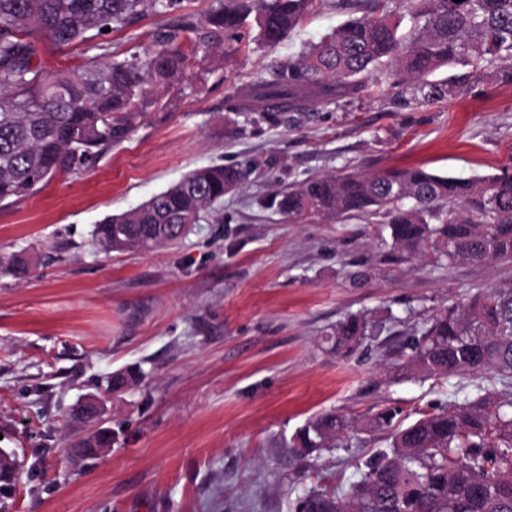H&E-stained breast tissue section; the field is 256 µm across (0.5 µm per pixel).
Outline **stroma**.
Returning a JSON list of instances; mask_svg holds the SVG:
<instances>
[{
	"mask_svg": "<svg viewBox=\"0 0 512 512\" xmlns=\"http://www.w3.org/2000/svg\"><path fill=\"white\" fill-rule=\"evenodd\" d=\"M105 34L114 50L175 32L182 13ZM373 0H314L277 47L233 42L189 54L183 80L127 140L79 173H57L0 206V448L19 478L0 512H295L299 496L347 492L386 448L367 422L422 413L475 393L481 375L403 369L406 345L458 297L512 286V261L447 265L409 258L383 218L289 222L276 202L304 180L345 171L422 166L462 177L512 166V85L489 78L453 104L403 102L370 89L327 106L243 112L259 82ZM251 167L248 179L175 246L104 252L94 224L129 211L191 169ZM376 326L353 354L329 335L352 315ZM130 373L123 393L106 390ZM104 403L78 424L73 407ZM343 414L336 447L295 449L317 415ZM107 429L95 461L67 451L73 433Z\"/></svg>",
	"mask_w": 512,
	"mask_h": 512,
	"instance_id": "obj_1",
	"label": "stroma"
}]
</instances>
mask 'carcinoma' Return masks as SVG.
I'll list each match as a JSON object with an SVG mask.
<instances>
[{
	"mask_svg": "<svg viewBox=\"0 0 512 512\" xmlns=\"http://www.w3.org/2000/svg\"><path fill=\"white\" fill-rule=\"evenodd\" d=\"M313 0H211L205 14H187L178 34H158L149 46L119 54L90 41L128 30L146 16L170 13L183 0H0V202L28 196L58 172L77 173L133 132L155 90L176 83L188 54L223 47L250 26L255 40L280 44ZM413 24L399 32L396 14L352 17L274 82L257 85L255 100L293 98L328 105L376 81L389 93L408 81L426 103L449 104L493 76L512 84V0H409ZM48 39L59 47L86 43L104 51L60 71L38 60ZM458 72L443 85L427 82L441 68ZM244 167L210 165L139 207L95 225L91 245L103 250H149L175 245L245 179ZM292 218L383 216L395 246L410 257L428 248L453 264L512 259V172L485 178L439 175L420 167L374 175L347 172L308 179L279 202ZM373 325L350 316L336 325V350L353 351ZM405 368L428 376L491 370L484 394L423 414L406 427L384 408L371 421L388 433V448L365 462L349 492L310 491L297 512H512V287L481 289L433 315L409 344ZM347 427L327 412L297 438L303 450L328 448ZM112 437L77 438L74 457L86 460Z\"/></svg>",
	"mask_w": 512,
	"mask_h": 512,
	"instance_id": "obj_1",
	"label": "carcinoma"
}]
</instances>
